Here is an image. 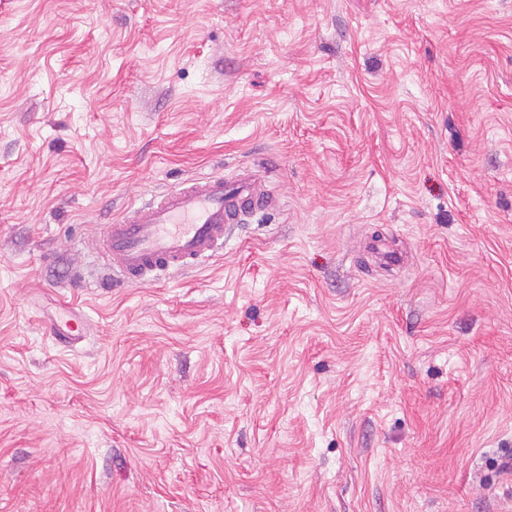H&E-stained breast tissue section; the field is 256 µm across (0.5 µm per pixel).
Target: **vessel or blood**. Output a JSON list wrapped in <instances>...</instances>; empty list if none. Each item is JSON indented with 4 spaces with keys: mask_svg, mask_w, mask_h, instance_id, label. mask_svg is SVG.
<instances>
[{
    "mask_svg": "<svg viewBox=\"0 0 512 512\" xmlns=\"http://www.w3.org/2000/svg\"><path fill=\"white\" fill-rule=\"evenodd\" d=\"M257 174L195 179L130 209L101 243L113 270L130 285H149L176 270L208 264L224 249L227 225L271 204Z\"/></svg>",
    "mask_w": 512,
    "mask_h": 512,
    "instance_id": "vessel-or-blood-1",
    "label": "vessel or blood"
}]
</instances>
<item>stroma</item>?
I'll return each mask as SVG.
<instances>
[{"mask_svg":"<svg viewBox=\"0 0 512 512\" xmlns=\"http://www.w3.org/2000/svg\"><path fill=\"white\" fill-rule=\"evenodd\" d=\"M0 512H512V0H0ZM272 202L248 169L230 181L195 179L110 224L102 252L124 282L150 285L173 271L208 264L224 250L227 224H239L253 208Z\"/></svg>","mask_w":512,"mask_h":512,"instance_id":"1","label":"stroma"}]
</instances>
